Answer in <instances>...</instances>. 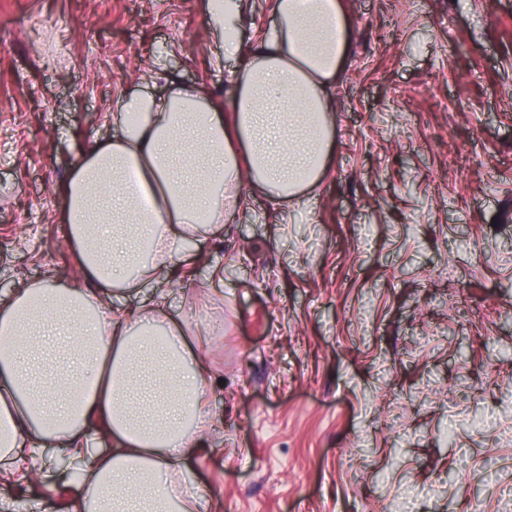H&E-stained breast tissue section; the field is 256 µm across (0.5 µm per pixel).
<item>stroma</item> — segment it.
Masks as SVG:
<instances>
[{
  "instance_id": "stroma-1",
  "label": "stroma",
  "mask_w": 512,
  "mask_h": 512,
  "mask_svg": "<svg viewBox=\"0 0 512 512\" xmlns=\"http://www.w3.org/2000/svg\"><path fill=\"white\" fill-rule=\"evenodd\" d=\"M203 0H0V298L78 275L62 183L123 96L228 95ZM274 0H247L243 48ZM352 52L315 196L251 191L170 293L221 428L184 478L213 512H512V0H345ZM224 270L212 296L213 268ZM0 484L65 512L57 448Z\"/></svg>"
}]
</instances>
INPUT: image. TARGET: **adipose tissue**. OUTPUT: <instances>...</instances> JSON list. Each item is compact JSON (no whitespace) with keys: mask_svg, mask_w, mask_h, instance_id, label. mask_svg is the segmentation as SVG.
<instances>
[{"mask_svg":"<svg viewBox=\"0 0 512 512\" xmlns=\"http://www.w3.org/2000/svg\"><path fill=\"white\" fill-rule=\"evenodd\" d=\"M276 24L236 60L230 105L199 88L126 97L111 139L86 151L64 186L65 233L80 277L27 283L0 300V478L33 440L86 458L68 512H207L181 466L217 428L203 344L165 297L136 311L119 298L194 265L257 190L278 205L307 200L334 144L331 90L350 43L343 0H275ZM108 442L87 455L88 433Z\"/></svg>","mask_w":512,"mask_h":512,"instance_id":"ef3b65f1","label":"adipose tissue"}]
</instances>
